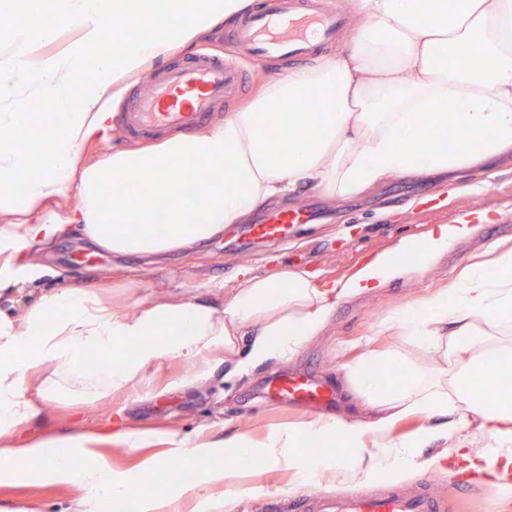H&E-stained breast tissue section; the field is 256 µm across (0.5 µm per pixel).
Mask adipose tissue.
Wrapping results in <instances>:
<instances>
[{"instance_id": "1", "label": "adipose tissue", "mask_w": 512, "mask_h": 512, "mask_svg": "<svg viewBox=\"0 0 512 512\" xmlns=\"http://www.w3.org/2000/svg\"><path fill=\"white\" fill-rule=\"evenodd\" d=\"M251 5L0 0V12L15 18L12 49L0 56V284L16 279L23 249L48 247L73 229L116 254L158 255L207 242L307 187L346 199L398 174H452L512 151V0H359L366 27L356 38L335 56L268 80L222 125L80 164L83 142L125 80ZM63 21L80 27V39L28 66L36 44L53 40ZM17 213L23 223L10 222ZM159 219L162 234L153 229ZM459 234L442 225L403 239L337 282L302 268L246 269L231 291L216 288L207 301L117 311L89 291L62 288L26 298L21 314L0 312V485L80 483L89 493L75 512H109L131 498L140 512H176L183 500L222 512L228 472L215 463L222 456L242 472L257 456L295 481L327 488L399 484L430 468L423 450L442 441L450 474L512 490V247L380 325L383 333L403 326L441 364L431 371L408 364L394 386L374 371V358L348 365L365 420L321 414L281 424L260 442L241 432L193 445L170 432L117 429L126 447L148 451L158 439L167 446L164 456L142 457L135 475L113 470L101 435L23 432L49 403L134 388L166 358L191 362L200 380L219 352L239 354L242 371L292 355L340 301L433 266ZM242 336L249 343L241 354ZM129 343L139 346L132 358L119 353ZM91 353L99 357L93 365L85 362ZM463 407L474 415L473 430L453 416ZM411 417L418 426L393 438ZM333 445L343 450L333 460L301 453ZM176 457L208 466L170 497L147 491L145 480Z\"/></svg>"}]
</instances>
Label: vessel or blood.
<instances>
[{
	"label": "vessel or blood",
	"instance_id": "vessel-or-blood-1",
	"mask_svg": "<svg viewBox=\"0 0 512 512\" xmlns=\"http://www.w3.org/2000/svg\"><path fill=\"white\" fill-rule=\"evenodd\" d=\"M345 25L340 14L326 13L314 0H256L254 10L243 17L224 39L227 49L215 54L202 51L159 74L151 91L135 97L119 121L126 133L148 141L164 130H192L206 123L219 104L241 98L251 79L247 62L271 59L304 62L335 41ZM306 212L288 207L266 211L248 234L258 240L286 237L288 227L302 224ZM267 399L293 404L308 412L327 405L332 388L310 375H274L265 385ZM448 501L428 480L404 493L388 490L373 496L332 501L314 495L305 512H447Z\"/></svg>",
	"mask_w": 512,
	"mask_h": 512
}]
</instances>
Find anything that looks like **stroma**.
I'll return each mask as SVG.
<instances>
[{
    "instance_id": "35a3bbf8",
    "label": "stroma",
    "mask_w": 512,
    "mask_h": 512,
    "mask_svg": "<svg viewBox=\"0 0 512 512\" xmlns=\"http://www.w3.org/2000/svg\"><path fill=\"white\" fill-rule=\"evenodd\" d=\"M153 71L129 79L125 92L110 101L99 126L83 144L84 163L99 160L106 152L128 147L118 124V115L131 93H149ZM493 177L471 170L453 181L442 177L397 176L381 188L355 196L343 203H331L318 189L301 191L292 204L318 209L320 217L298 225L280 244L255 243L245 248L231 244L237 225L225 227L204 244L169 252L154 262L140 256H116L101 251L97 262H68L75 250L90 252L79 235L58 239L49 250H29L26 261L41 267L43 274L23 290L0 288V310L21 312L25 291L49 292L78 287L100 295L113 308L130 310L136 302L206 300L214 284L232 287L242 267L266 273L272 263L299 266L319 272L327 279L350 276L367 256L394 248L405 237L420 238L442 224L469 223L470 232L460 236L446 256L412 279L398 280L386 287L366 291L339 302L319 336L307 340L288 360H272L246 374L237 373L231 363L214 361L207 379L168 393L161 384L190 377L193 368L181 360L168 359L161 373L147 375L144 384L128 393H115L94 403L75 406L50 404L42 418L30 423L35 433L109 432L112 422L126 420L130 427L174 432L186 441L223 436L243 431L262 438L270 428L302 420L303 414L284 405L263 404L267 379L275 372L305 369L343 383L347 364L393 350L407 353L409 360L434 368V353L410 344L401 326L378 335L380 323L398 310L416 305L438 288L453 285L472 266L483 262L491 249L512 245V161L502 160ZM342 412L359 420L363 412L354 403L350 388L342 390ZM440 445L425 451L435 463L425 476L450 504L449 512H494L502 490L490 483L470 482L459 493L460 479L448 477ZM255 484L266 486L263 495L241 496L234 479L224 482L227 506L224 512H303L302 505L318 490L317 484L295 486L287 472L255 466ZM85 493L82 485H0V503L26 504L36 501L40 512H68Z\"/></svg>"
}]
</instances>
